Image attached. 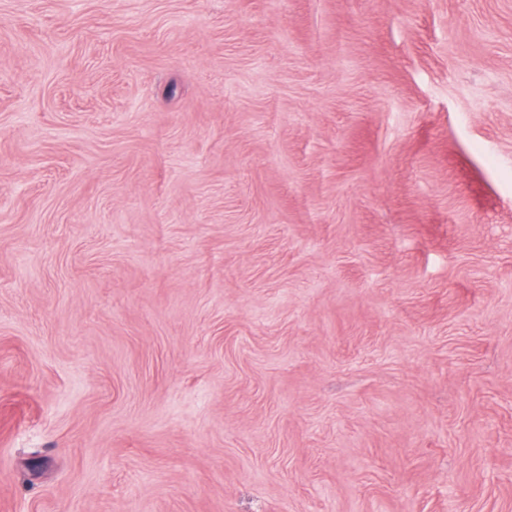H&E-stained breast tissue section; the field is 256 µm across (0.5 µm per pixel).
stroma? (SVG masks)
Wrapping results in <instances>:
<instances>
[{"label":"stroma","mask_w":512,"mask_h":512,"mask_svg":"<svg viewBox=\"0 0 512 512\" xmlns=\"http://www.w3.org/2000/svg\"><path fill=\"white\" fill-rule=\"evenodd\" d=\"M0 512H512V0H0Z\"/></svg>","instance_id":"35a3bbf8"}]
</instances>
